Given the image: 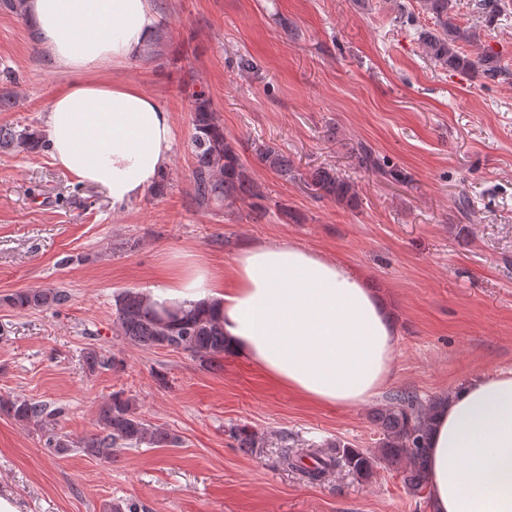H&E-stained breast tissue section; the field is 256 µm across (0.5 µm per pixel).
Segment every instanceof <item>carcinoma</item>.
Masks as SVG:
<instances>
[{"label":"carcinoma","instance_id":"1","mask_svg":"<svg viewBox=\"0 0 512 512\" xmlns=\"http://www.w3.org/2000/svg\"><path fill=\"white\" fill-rule=\"evenodd\" d=\"M418 5L422 13L434 20V28L422 32L420 38L435 66L450 72L480 73L492 81L507 75L497 54L486 51L474 58L463 50L464 45L479 41L480 35L477 28L456 23L457 0H418ZM503 6V0H475L474 3L486 27L493 25ZM192 126L193 204L210 210L244 201L253 214L263 215L264 194L250 176L239 150L224 136V126L202 91L192 93ZM46 148L47 139L39 130L18 123L0 124V152L37 153ZM255 154L261 163L277 172L292 171L288 158L274 146H259ZM353 155L358 167L366 171L394 181L403 179L398 170L362 143L353 149ZM304 181L319 199L331 198L350 207L358 202L355 182L333 168H317ZM69 300L66 290L49 287L15 291L0 302L12 309L29 311L59 309ZM113 325L118 335L134 345L182 349L207 367L225 354L223 327L211 314L198 307L158 309L150 297L139 290L126 289L116 295ZM448 400L447 395L424 400L413 390L397 391L389 404L375 409L372 414L380 435L377 448L368 451L339 442L316 448L310 451L314 465L303 468V474L311 481H318L326 472L343 466L352 474L368 479L381 464L393 467L404 462V484L414 493L421 492L429 480L428 438L432 417ZM0 408L16 421L32 423L48 432L46 447L60 457L80 448L90 456L110 462L117 448H174L180 444L176 435L149 424L138 412L135 399L122 392L113 393L101 409L97 431L78 441L53 433L59 411L45 402L1 398ZM232 437L237 447L246 453L260 445L258 436L244 427L235 428Z\"/></svg>","mask_w":512,"mask_h":512}]
</instances>
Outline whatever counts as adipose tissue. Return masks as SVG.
<instances>
[{
	"label": "adipose tissue",
	"instance_id": "ef3b65f1",
	"mask_svg": "<svg viewBox=\"0 0 512 512\" xmlns=\"http://www.w3.org/2000/svg\"><path fill=\"white\" fill-rule=\"evenodd\" d=\"M25 12L51 61L73 76L46 111L53 162L103 185L117 208L159 188L174 145L169 112L139 86L86 78L149 50L151 0H25ZM151 300L211 310L228 352L317 404L365 403L391 373L390 306L348 263L295 244L242 249L227 284L203 262L174 259ZM428 444L429 512H512V372L458 389L436 411Z\"/></svg>",
	"mask_w": 512,
	"mask_h": 512
}]
</instances>
